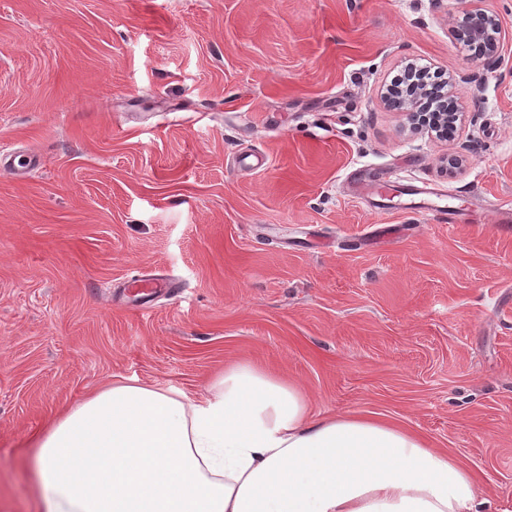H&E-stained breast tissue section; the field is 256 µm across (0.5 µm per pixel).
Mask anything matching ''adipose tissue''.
I'll return each mask as SVG.
<instances>
[{"label": "adipose tissue", "instance_id": "obj_1", "mask_svg": "<svg viewBox=\"0 0 512 512\" xmlns=\"http://www.w3.org/2000/svg\"><path fill=\"white\" fill-rule=\"evenodd\" d=\"M32 446L42 512H486L448 450L379 417L317 416L249 363L195 398L113 383Z\"/></svg>", "mask_w": 512, "mask_h": 512}]
</instances>
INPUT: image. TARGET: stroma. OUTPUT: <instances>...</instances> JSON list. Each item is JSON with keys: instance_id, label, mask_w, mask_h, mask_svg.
Listing matches in <instances>:
<instances>
[{"instance_id": "1", "label": "stroma", "mask_w": 512, "mask_h": 512, "mask_svg": "<svg viewBox=\"0 0 512 512\" xmlns=\"http://www.w3.org/2000/svg\"><path fill=\"white\" fill-rule=\"evenodd\" d=\"M483 6L495 65L459 0H0V147L41 156L0 169V512H38L28 441L76 402L231 362L417 432L512 512V0ZM410 60L456 78L454 140L382 103ZM356 169L467 219L377 215ZM140 273L182 291L141 311ZM483 1H462L463 6L449 33L456 41L478 45L488 59L499 58L502 45L501 23L495 14L482 7Z\"/></svg>"}]
</instances>
